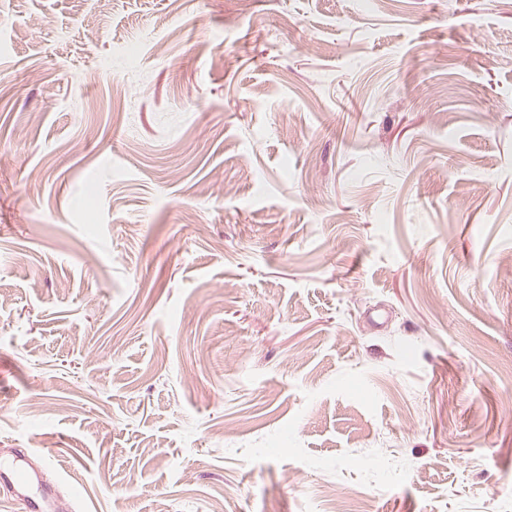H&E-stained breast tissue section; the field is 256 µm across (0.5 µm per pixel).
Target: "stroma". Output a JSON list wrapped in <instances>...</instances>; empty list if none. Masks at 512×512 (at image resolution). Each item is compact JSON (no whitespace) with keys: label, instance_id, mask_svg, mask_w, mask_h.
<instances>
[{"label":"stroma","instance_id":"obj_1","mask_svg":"<svg viewBox=\"0 0 512 512\" xmlns=\"http://www.w3.org/2000/svg\"><path fill=\"white\" fill-rule=\"evenodd\" d=\"M95 10L0 0V460L74 512H512V0Z\"/></svg>","mask_w":512,"mask_h":512}]
</instances>
